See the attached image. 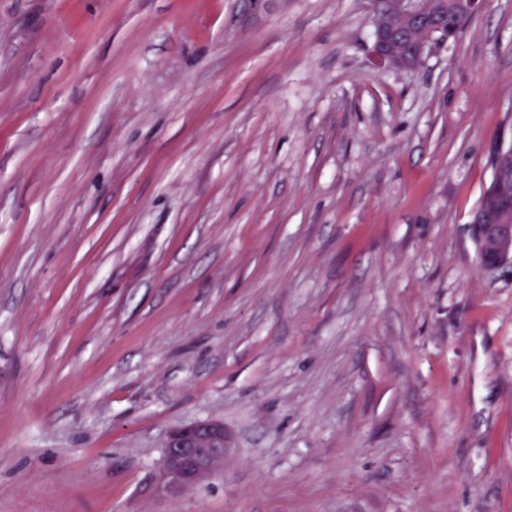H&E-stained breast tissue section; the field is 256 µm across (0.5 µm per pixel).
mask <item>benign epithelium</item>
<instances>
[{
  "label": "benign epithelium",
  "instance_id": "obj_1",
  "mask_svg": "<svg viewBox=\"0 0 512 512\" xmlns=\"http://www.w3.org/2000/svg\"><path fill=\"white\" fill-rule=\"evenodd\" d=\"M394 12L401 24L380 25L379 38L371 49L372 58L392 69H411L414 64L402 57L393 35L399 30L406 31L420 40L423 50L429 49L431 43L424 28L425 0H395ZM472 223L479 225L485 268H496L512 260V202H499L474 213ZM224 452V425L220 421L194 423L174 431L165 446L161 490L177 494L195 486L224 463Z\"/></svg>",
  "mask_w": 512,
  "mask_h": 512
}]
</instances>
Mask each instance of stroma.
Returning a JSON list of instances; mask_svg holds the SVG:
<instances>
[{"label": "stroma", "instance_id": "stroma-1", "mask_svg": "<svg viewBox=\"0 0 512 512\" xmlns=\"http://www.w3.org/2000/svg\"><path fill=\"white\" fill-rule=\"evenodd\" d=\"M238 9L0 0V512H512V0L408 70L367 0ZM471 224L479 225L484 244V268L492 269L512 258V202L493 204L481 212L475 211ZM224 425L209 420L174 431L160 474L161 490L177 494L195 486L224 462Z\"/></svg>", "mask_w": 512, "mask_h": 512}]
</instances>
